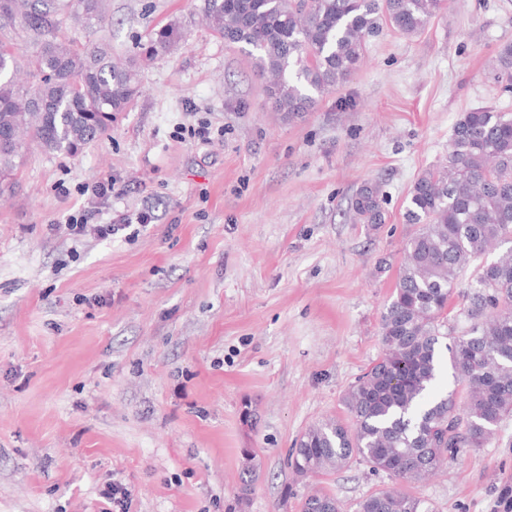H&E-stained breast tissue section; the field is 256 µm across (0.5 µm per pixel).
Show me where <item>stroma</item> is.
Here are the masks:
<instances>
[{
	"instance_id": "obj_1",
	"label": "stroma",
	"mask_w": 512,
	"mask_h": 512,
	"mask_svg": "<svg viewBox=\"0 0 512 512\" xmlns=\"http://www.w3.org/2000/svg\"><path fill=\"white\" fill-rule=\"evenodd\" d=\"M201 0H109L120 62L175 19L184 39L142 66L141 93L81 153L31 147L0 196V512H230L242 451L260 468L245 512H301L322 490L342 512L389 482L355 465L298 479L289 456L382 353L380 318L414 225L417 176L448 157L462 113H512L496 75L512 0H450L418 36L371 38L350 80L312 111L275 109ZM210 121L212 142L179 127ZM111 179L103 223L151 211L138 234L52 231ZM385 222L353 223L365 182ZM67 194H60V187ZM512 416L406 492L437 512H502Z\"/></svg>"
}]
</instances>
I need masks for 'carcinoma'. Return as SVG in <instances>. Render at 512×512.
<instances>
[{"instance_id":"obj_1","label":"carcinoma","mask_w":512,"mask_h":512,"mask_svg":"<svg viewBox=\"0 0 512 512\" xmlns=\"http://www.w3.org/2000/svg\"><path fill=\"white\" fill-rule=\"evenodd\" d=\"M107 0H0V195L25 159L24 136L52 152L79 154L105 134L141 92L136 66L165 56L183 38L172 20L140 45L137 58L112 59L103 41L83 45L71 28L94 31ZM227 44L248 48L269 96L290 115L310 111L357 70L366 40L387 27L421 34L447 0H202ZM497 78L512 89V45L499 53ZM25 71L32 82L22 85ZM42 101L36 108L32 98ZM380 185L363 183L350 210L358 224L385 223ZM405 220L418 226L406 245L381 316L383 351L346 390L351 424L330 419L308 428L291 467L303 477L363 463L404 483L426 479L463 448H482L512 415V115L466 112L453 127L448 159L429 167L408 193ZM510 247L474 267L456 308L458 279L489 249ZM465 326L457 327L459 317ZM465 390L434 394L440 352ZM302 512H341L315 490ZM357 512H435L389 487L363 498Z\"/></svg>"}]
</instances>
